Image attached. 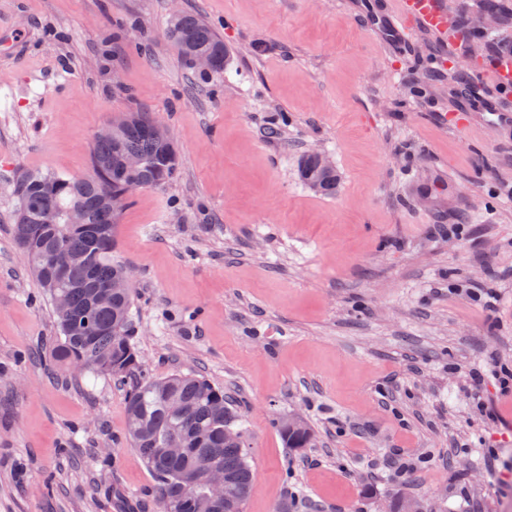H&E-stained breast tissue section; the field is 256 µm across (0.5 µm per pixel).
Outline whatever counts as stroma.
<instances>
[{"label":"stroma","mask_w":512,"mask_h":512,"mask_svg":"<svg viewBox=\"0 0 512 512\" xmlns=\"http://www.w3.org/2000/svg\"><path fill=\"white\" fill-rule=\"evenodd\" d=\"M191 13L223 38L208 75L167 28ZM390 0H0V512H160L127 444V387L50 355L56 327L12 235L22 169L89 171L97 130L140 110L180 158L122 208L112 257L135 274L151 375L223 387L244 420V512H512V98L464 112L435 82L402 111ZM290 117L277 139L266 128ZM332 158L335 196L299 162ZM487 377V411L471 399ZM317 433L289 454L275 425ZM300 175L303 183L315 192L326 196L336 194L338 184L336 170L332 172L323 171L318 164V157L314 153L302 157Z\"/></svg>","instance_id":"1"}]
</instances>
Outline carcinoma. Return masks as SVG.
<instances>
[{
  "label": "carcinoma",
  "instance_id": "carcinoma-1",
  "mask_svg": "<svg viewBox=\"0 0 512 512\" xmlns=\"http://www.w3.org/2000/svg\"><path fill=\"white\" fill-rule=\"evenodd\" d=\"M167 36L177 56L189 63L193 53L218 57L217 71L224 70L227 48L215 30L197 17L184 14L178 24L170 23ZM448 38L469 46L470 54L486 63L484 33L472 28L466 15L451 19ZM433 54L413 58L409 94L418 107L434 101L430 79L440 76L454 86L463 79L456 69L434 70ZM153 120L140 113V123L127 126L110 139L94 141L90 171L80 178L26 170L12 184L13 197L23 198V208L13 212L14 236L50 301L64 295L67 313L53 309L59 336L51 357L66 366L80 361L84 370L131 381L126 393V424L133 449L148 467L155 482L161 512H194L195 496L205 490L202 480L192 486L185 481L189 470L202 472L209 465L224 468L228 486L218 512H244L254 474L248 462L243 419L224 396V389L203 377L174 374L163 378L149 375L139 360L133 340L132 290L112 294L109 306L95 304L97 292L123 272L112 261L119 212L102 205L112 195L124 202L122 191L130 182L142 187H161L176 175L179 157L169 137L159 139L150 131ZM140 157L138 168L123 165L126 155ZM302 181L315 192L333 196L336 172H325L317 155L300 161ZM80 210L84 223H66L67 214ZM73 254L84 262L70 264ZM289 451L313 445L314 432L306 424L290 428L277 424ZM235 430L239 439H227ZM179 442L184 455L168 458L163 449Z\"/></svg>",
  "mask_w": 512,
  "mask_h": 512
}]
</instances>
